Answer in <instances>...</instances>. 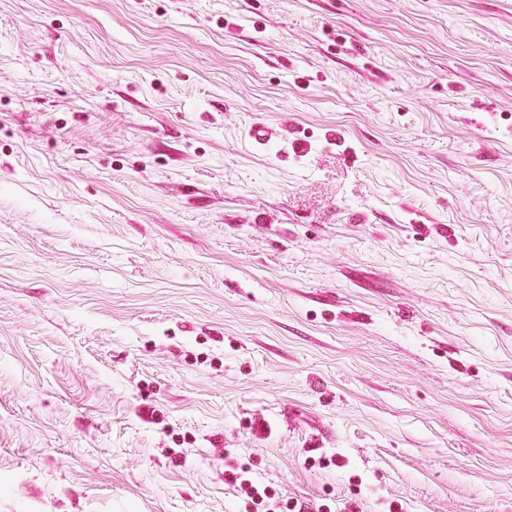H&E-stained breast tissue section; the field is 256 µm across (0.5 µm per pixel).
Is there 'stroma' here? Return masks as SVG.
I'll list each match as a JSON object with an SVG mask.
<instances>
[{"label":"stroma","instance_id":"obj_1","mask_svg":"<svg viewBox=\"0 0 512 512\" xmlns=\"http://www.w3.org/2000/svg\"><path fill=\"white\" fill-rule=\"evenodd\" d=\"M241 469L512 512V0H0V512Z\"/></svg>","mask_w":512,"mask_h":512}]
</instances>
